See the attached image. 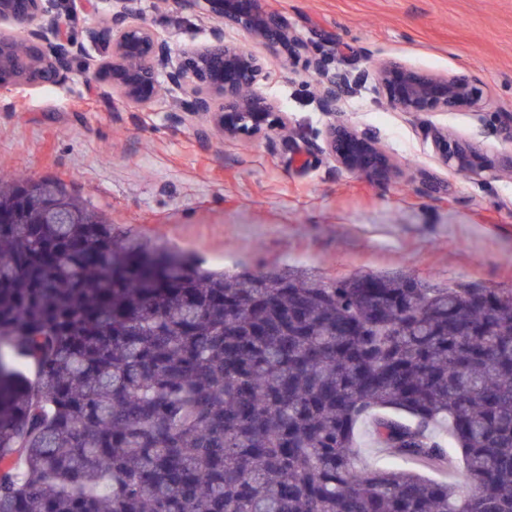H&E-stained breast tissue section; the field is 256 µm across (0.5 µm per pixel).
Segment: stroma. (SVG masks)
<instances>
[{
  "mask_svg": "<svg viewBox=\"0 0 512 512\" xmlns=\"http://www.w3.org/2000/svg\"><path fill=\"white\" fill-rule=\"evenodd\" d=\"M288 17L329 73L361 83L344 117L374 132L397 169L375 183L338 171L316 149L326 114L316 77L302 63L270 56L260 85L288 113L293 134L224 140L189 117L178 120L162 92L148 112L113 99L81 64L58 86L0 87V177L24 171L56 178L99 210L118 238L160 239L224 270L293 269L331 282L403 272L430 285L512 289V172L489 136L512 112V0H265ZM140 23L173 48L205 42L199 12L141 0ZM387 57L429 71L475 72L479 112L409 116L375 91L372 68ZM448 129L493 162L478 177L441 168L427 127ZM447 183L428 194L426 178Z\"/></svg>",
  "mask_w": 512,
  "mask_h": 512,
  "instance_id": "35a3bbf8",
  "label": "stroma"
}]
</instances>
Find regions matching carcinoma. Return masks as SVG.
<instances>
[{"instance_id":"1","label":"carcinoma","mask_w":512,"mask_h":512,"mask_svg":"<svg viewBox=\"0 0 512 512\" xmlns=\"http://www.w3.org/2000/svg\"><path fill=\"white\" fill-rule=\"evenodd\" d=\"M0 512H512V289L213 272L6 180ZM357 443L361 448V461L372 462L385 457L382 448L374 444L367 421H362L357 428Z\"/></svg>"}]
</instances>
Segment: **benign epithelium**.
<instances>
[{
  "instance_id": "1",
  "label": "benign epithelium",
  "mask_w": 512,
  "mask_h": 512,
  "mask_svg": "<svg viewBox=\"0 0 512 512\" xmlns=\"http://www.w3.org/2000/svg\"><path fill=\"white\" fill-rule=\"evenodd\" d=\"M181 10L200 11L217 21L209 39L200 45L173 50L169 41L151 28L134 22L140 0H100L102 18L85 29L91 44L106 42L111 54L87 59L98 82L124 105L148 111L156 101L164 78L180 97L173 111L200 117L226 140L252 139L273 133L288 135V113L268 96L259 83L266 77L269 60L251 46L261 42L288 60L305 51L288 18L268 11L262 0H166ZM235 28L245 39L232 41L225 30ZM21 41L30 55L21 60L7 55V47ZM84 52L59 15H50L48 0H0V86L16 83H58L71 59ZM316 75L319 109L330 117L317 149L337 170L385 182L396 165L369 130H359L342 118L341 103L356 90L348 73L329 75L322 60L306 59ZM376 90L396 112L420 115L430 112H476L483 102V86L474 73H434L411 67L399 59H385L373 69ZM495 136L512 145V113L499 114ZM443 168L453 174L479 176L489 163L475 144L448 130L426 131Z\"/></svg>"
}]
</instances>
